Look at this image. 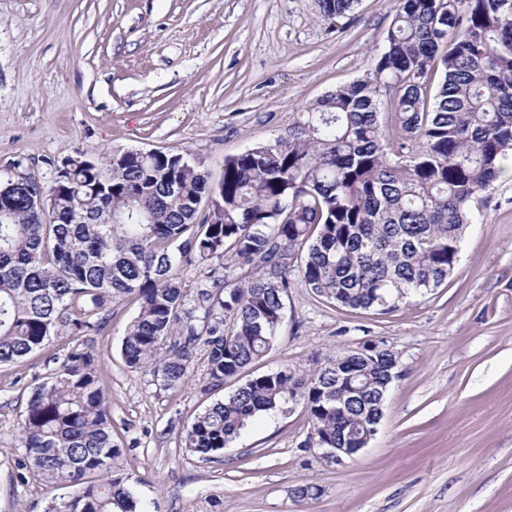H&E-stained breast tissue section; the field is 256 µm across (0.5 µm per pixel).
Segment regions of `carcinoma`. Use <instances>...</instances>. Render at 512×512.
<instances>
[{
  "label": "carcinoma",
  "mask_w": 512,
  "mask_h": 512,
  "mask_svg": "<svg viewBox=\"0 0 512 512\" xmlns=\"http://www.w3.org/2000/svg\"><path fill=\"white\" fill-rule=\"evenodd\" d=\"M318 2L332 21L356 0ZM398 2L367 73L309 105L286 133L226 159L216 184L174 150L79 151L47 185L1 177L0 365L61 328L72 342L100 330L112 299L132 295L126 365L172 388L202 345L219 388L273 347L294 271L353 309L390 311L445 283L512 160V0ZM191 267L205 273L195 288L181 277ZM245 267L253 276L242 281L234 271ZM387 370L350 351L251 376L198 413L181 445L218 457L259 414L300 403L307 447L354 448L382 419ZM21 445L43 481L75 488L46 512H140L115 467L122 449L91 353L74 347L31 392ZM93 473L101 479L87 480Z\"/></svg>",
  "instance_id": "obj_1"
}]
</instances>
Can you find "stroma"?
Here are the masks:
<instances>
[{
  "instance_id": "stroma-1",
  "label": "stroma",
  "mask_w": 512,
  "mask_h": 512,
  "mask_svg": "<svg viewBox=\"0 0 512 512\" xmlns=\"http://www.w3.org/2000/svg\"><path fill=\"white\" fill-rule=\"evenodd\" d=\"M396 9L359 0L330 22L317 0H0V173L46 184L79 151L174 149L220 179L227 158L363 76ZM483 220L448 280L392 311L341 307L293 281L257 373L369 343L398 360L377 434L340 462L306 447L300 408L254 420L221 461L187 452L184 427L237 383L209 389L202 351L175 388L128 368L121 345L138 303L115 299L79 344L144 512H512V178L495 183ZM68 351L55 338L0 366V512H45L70 493L22 469L20 442L32 390ZM303 485L317 495L296 498Z\"/></svg>"
}]
</instances>
